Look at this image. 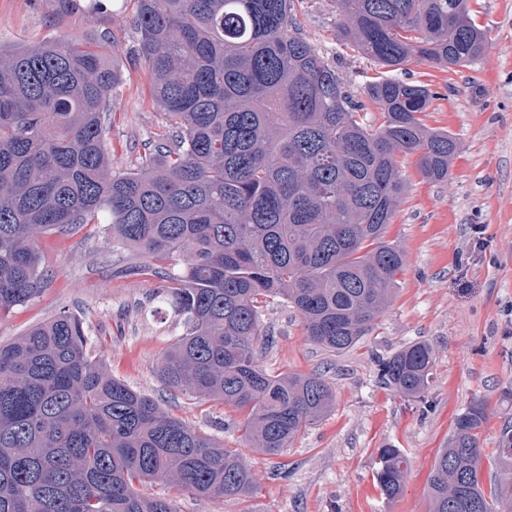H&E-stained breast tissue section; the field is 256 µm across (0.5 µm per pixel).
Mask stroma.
<instances>
[{"label": "stroma", "mask_w": 512, "mask_h": 512, "mask_svg": "<svg viewBox=\"0 0 512 512\" xmlns=\"http://www.w3.org/2000/svg\"><path fill=\"white\" fill-rule=\"evenodd\" d=\"M473 18L489 31L486 55L464 67L407 66L401 79L438 92L424 114L429 127L452 134L459 146L444 182L423 178L415 158L401 159L406 192L385 239L400 247L405 265L390 306L352 350L333 354L308 341L298 313L270 299L262 321L274 338L260 363L271 371L322 374L336 394L329 415L310 425L282 455L248 448L241 414L217 401L167 391L155 365L183 332L170 307L151 301L156 281L136 274L139 259L112 243L107 218L64 236L41 240L50 282L0 318V344L66 310L80 315L107 371L158 399L163 409L225 447L237 449L256 486L246 499L182 494L178 512H430L427 479L457 414L485 401L481 478L492 484L495 448L512 420V0H474ZM303 32L349 81L353 101L365 99L378 76L370 60L338 39L332 0H295ZM49 38L114 41L121 79L112 92L105 145L112 169H136L147 144L174 131L151 103L150 74L136 62L132 0H0V46ZM434 351L433 378L423 400L397 395L380 379L379 364L410 343ZM404 450L409 476L401 495L385 499L374 478L378 451Z\"/></svg>", "instance_id": "stroma-1"}]
</instances>
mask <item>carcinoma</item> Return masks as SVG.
Listing matches in <instances>:
<instances>
[{
  "instance_id": "carcinoma-1",
  "label": "carcinoma",
  "mask_w": 512,
  "mask_h": 512,
  "mask_svg": "<svg viewBox=\"0 0 512 512\" xmlns=\"http://www.w3.org/2000/svg\"><path fill=\"white\" fill-rule=\"evenodd\" d=\"M137 56L152 104L176 129L146 167L114 173L104 116L119 76L103 47L43 41L0 47V317L49 274L44 234L105 212L112 240L141 253L137 273L184 333L160 357L159 381L246 413L249 447L278 456L335 405L318 374L271 373L263 304L279 297L304 335L343 353L389 306L405 256L385 241L405 192L399 159L448 180L458 143L421 115L438 93L390 73L465 66L489 48L470 0H334L336 30L385 69L365 92L373 129L344 78L305 36L294 0H134ZM429 343L380 362L387 386L420 398ZM486 405L458 414L428 479L430 512H512V421L498 439L494 490L479 478ZM408 477L400 448L378 452L391 500ZM161 481L165 491L140 487ZM237 450L112 378L83 320L63 311L0 344V512H177L183 492L250 494Z\"/></svg>"
}]
</instances>
